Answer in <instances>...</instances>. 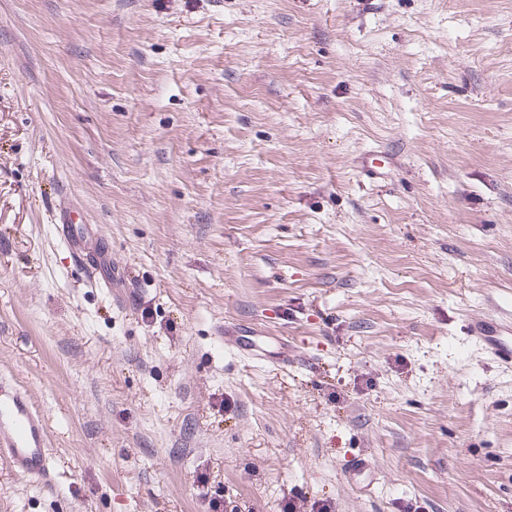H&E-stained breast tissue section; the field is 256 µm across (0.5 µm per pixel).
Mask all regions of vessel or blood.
<instances>
[{"label": "vessel or blood", "instance_id": "b4317fda", "mask_svg": "<svg viewBox=\"0 0 512 512\" xmlns=\"http://www.w3.org/2000/svg\"><path fill=\"white\" fill-rule=\"evenodd\" d=\"M467 332L498 362L512 366L511 309L502 306L496 316L472 320ZM47 439V424L27 394L0 382V459L21 479L49 482L54 467Z\"/></svg>", "mask_w": 512, "mask_h": 512}]
</instances>
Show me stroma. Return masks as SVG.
<instances>
[{
    "label": "stroma",
    "instance_id": "stroma-1",
    "mask_svg": "<svg viewBox=\"0 0 512 512\" xmlns=\"http://www.w3.org/2000/svg\"><path fill=\"white\" fill-rule=\"evenodd\" d=\"M510 301L512 0H0V512H512ZM467 332L498 362L512 366V310L499 306L496 317L472 320ZM47 439V424L27 394L1 381L0 455L16 476L41 483L53 479Z\"/></svg>",
    "mask_w": 512,
    "mask_h": 512
}]
</instances>
